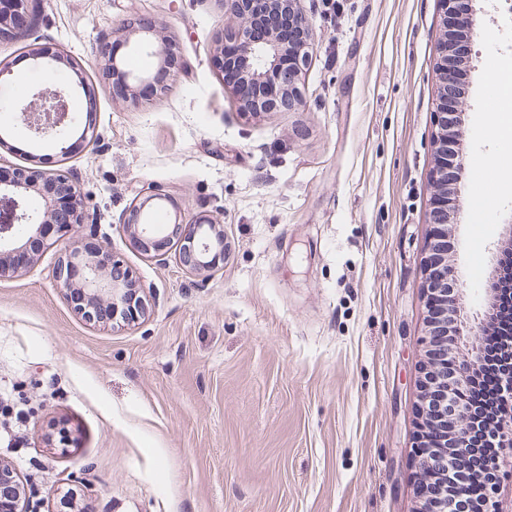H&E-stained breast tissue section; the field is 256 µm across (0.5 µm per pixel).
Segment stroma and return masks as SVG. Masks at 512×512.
<instances>
[{
	"instance_id": "1",
	"label": "stroma",
	"mask_w": 512,
	"mask_h": 512,
	"mask_svg": "<svg viewBox=\"0 0 512 512\" xmlns=\"http://www.w3.org/2000/svg\"><path fill=\"white\" fill-rule=\"evenodd\" d=\"M20 40L0 41V102L52 74L34 48L63 45L97 142L75 152L85 222L0 278V462L37 512L74 490L94 512H414L422 263L434 165L438 0H300L312 26L293 112L240 111L214 66L221 0H30ZM162 21L185 70L162 97L121 100L99 43L135 16ZM464 65L451 276L481 312L512 246V169L489 125L495 66L512 60V0H476ZM0 162L34 166L55 146L9 118ZM167 199L155 224L208 217L224 262L207 278L129 244L126 208ZM146 296L135 326H91L53 277L97 225Z\"/></svg>"
}]
</instances>
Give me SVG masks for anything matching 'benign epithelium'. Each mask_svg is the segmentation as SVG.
Wrapping results in <instances>:
<instances>
[{"label": "benign epithelium", "mask_w": 512, "mask_h": 512, "mask_svg": "<svg viewBox=\"0 0 512 512\" xmlns=\"http://www.w3.org/2000/svg\"><path fill=\"white\" fill-rule=\"evenodd\" d=\"M230 4L232 25L217 34L215 58L224 65V44L232 42L239 52L238 75L253 94L240 100L244 112H290L302 105L300 75L309 59L312 28L296 9L297 0H225ZM473 0H440L445 37L437 45L436 74L438 97L434 111V192L431 197L433 222L430 227L428 255L423 265L428 341L423 364L421 404L417 409L415 467L421 490L417 493L415 512H466L469 483L461 478L448 483V456L461 467L472 455V437L485 426L471 414L457 408L453 424H448V370H453V388L460 392L471 380L479 365L482 341L481 327L492 314V308L481 313V320L468 336V355L458 356L455 344L461 341L467 313L462 289L448 291V203L450 182L466 177V167L455 151L459 136L458 114L462 112L461 65L464 55L459 44L460 32L471 24L467 5ZM284 11L298 21V37L283 41L267 30L269 11ZM28 0H0V40L18 38L28 26ZM139 35L152 46L157 73L147 70L135 73L126 62L118 60L112 46L99 44L97 59L101 74L114 82L121 96L135 99L137 89L149 85L157 95L168 92L169 85L159 78L161 72L180 71L184 57L176 41L160 35V28L145 19H132L124 26L123 41ZM33 59L46 60L53 72L72 71L83 92L91 94L85 83L83 67L58 47L43 46L33 50ZM26 128L40 138H48L65 159L95 141V127L84 122L82 130L66 139L56 133L72 121L73 95L66 85L49 84L33 94L32 99L17 108ZM54 188L62 197L63 211L44 207L32 211L28 198L40 193V186ZM165 198L159 189L148 186L132 199L123 222L131 244L147 257L165 263L174 259L194 274L210 272L224 261V233L218 222L204 220L191 224H175L167 228L145 221L144 210L152 200ZM0 276L27 266L32 259L30 246L44 242L52 230L67 233L83 223L73 180L61 169L0 167ZM25 225L22 233L15 231ZM55 280L74 303V310L90 325L119 322L136 325L145 319L147 308L138 287L122 259L108 248L95 251L71 250L58 257ZM456 325L453 339L447 338L448 323ZM502 413L495 425L494 447L512 451V374L500 379ZM0 512H34L25 500L24 489L15 471L0 463Z\"/></svg>", "instance_id": "1"}]
</instances>
